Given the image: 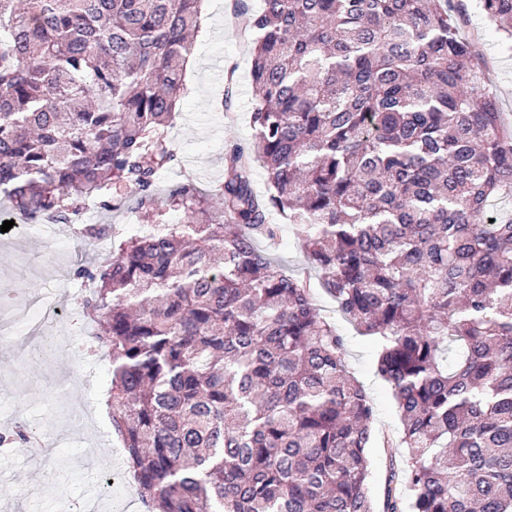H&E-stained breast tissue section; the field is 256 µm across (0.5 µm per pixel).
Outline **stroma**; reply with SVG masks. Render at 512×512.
I'll list each match as a JSON object with an SVG mask.
<instances>
[{
    "label": "stroma",
    "mask_w": 512,
    "mask_h": 512,
    "mask_svg": "<svg viewBox=\"0 0 512 512\" xmlns=\"http://www.w3.org/2000/svg\"><path fill=\"white\" fill-rule=\"evenodd\" d=\"M467 6L469 23L462 35L478 41L489 64L486 77L498 93L502 122L512 128V46L501 40L476 0H467ZM242 25L236 0H204L193 65L184 72L179 114L169 130L177 163L159 176L158 196L187 178L212 188L224 177L229 144L244 145L251 138L252 46L241 35ZM88 254L85 241L61 245L37 227L15 242L0 241V290L14 291L18 301L49 293L67 312L58 329L60 342L48 352L35 379L26 366L33 344L24 335L26 319L17 305L0 310V323L23 334L20 348L0 358V433L26 423L45 445L36 456L19 446H0V512H112L119 498L126 512H145L122 444L101 405L110 386L111 359L101 354L84 358L78 352L90 332L80 305L89 285L73 271ZM274 255L288 274L307 279L313 287L322 315L335 321L347 338L350 367L375 401L370 490L375 501H382L391 468L402 465L393 448L401 424L387 384L375 373L371 339L342 319L320 289L291 226H283ZM108 473L116 479L112 493L103 484Z\"/></svg>",
    "instance_id": "1"
}]
</instances>
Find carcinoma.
<instances>
[{
    "label": "carcinoma",
    "instance_id": "carcinoma-1",
    "mask_svg": "<svg viewBox=\"0 0 512 512\" xmlns=\"http://www.w3.org/2000/svg\"><path fill=\"white\" fill-rule=\"evenodd\" d=\"M201 2L0 0V204L69 224L130 189L148 226L74 271L148 512H376L374 401L310 285L258 247L275 215L377 341L407 462L384 512H512V219L491 209L512 132L463 0H237L253 139L215 193L159 202ZM479 6L512 38V0Z\"/></svg>",
    "mask_w": 512,
    "mask_h": 512
}]
</instances>
